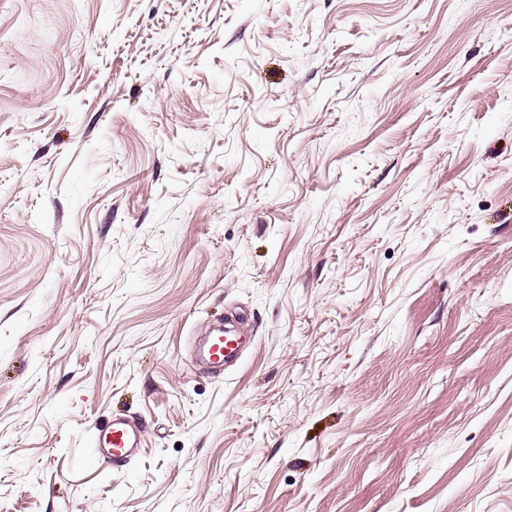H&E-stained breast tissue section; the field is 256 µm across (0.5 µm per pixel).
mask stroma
I'll list each match as a JSON object with an SVG mask.
<instances>
[{
	"label": "stroma",
	"mask_w": 512,
	"mask_h": 512,
	"mask_svg": "<svg viewBox=\"0 0 512 512\" xmlns=\"http://www.w3.org/2000/svg\"><path fill=\"white\" fill-rule=\"evenodd\" d=\"M0 512H512V0H0ZM241 336L229 335L224 328L212 332L203 343V356L214 367H224L241 355ZM93 444L98 461L112 467L128 465L138 454L142 439L140 430L124 419H114L105 428L97 430Z\"/></svg>",
	"instance_id": "obj_1"
}]
</instances>
